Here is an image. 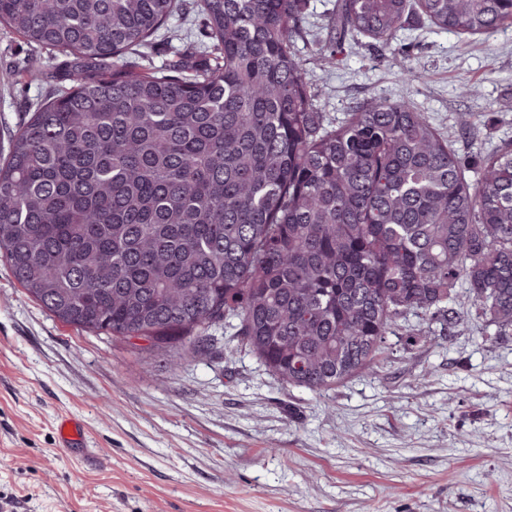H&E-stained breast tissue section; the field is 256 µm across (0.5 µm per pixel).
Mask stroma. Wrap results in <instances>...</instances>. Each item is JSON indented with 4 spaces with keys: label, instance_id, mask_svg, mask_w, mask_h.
I'll return each instance as SVG.
<instances>
[{
    "label": "stroma",
    "instance_id": "obj_1",
    "mask_svg": "<svg viewBox=\"0 0 512 512\" xmlns=\"http://www.w3.org/2000/svg\"><path fill=\"white\" fill-rule=\"evenodd\" d=\"M153 48L160 67L204 35L194 15ZM413 16L389 46L332 65L309 56L333 121L363 100L408 97L467 177L512 142V28L461 48ZM37 50L0 26V146L45 93L20 68ZM421 67L408 84L400 61ZM468 113V130L456 125ZM78 419L87 446L60 448ZM11 512H512V333L466 318L445 338H390L377 368L318 395L281 385L252 355L173 369L142 340L52 317L0 258V502ZM56 436L61 448H68L76 453L84 448L85 430L75 418L61 417L56 425Z\"/></svg>",
    "mask_w": 512,
    "mask_h": 512
}]
</instances>
